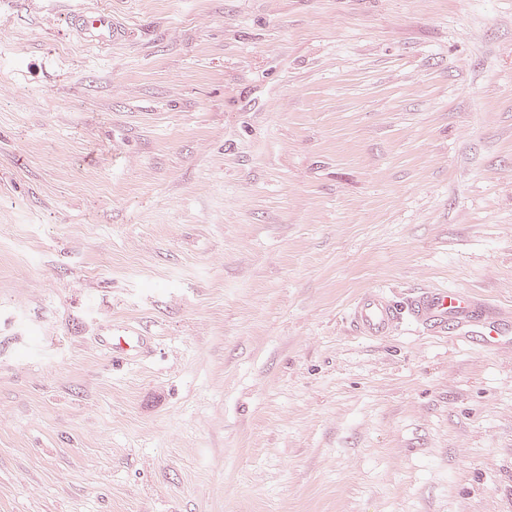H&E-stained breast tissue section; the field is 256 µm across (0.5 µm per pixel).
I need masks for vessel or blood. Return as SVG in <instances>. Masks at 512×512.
I'll use <instances>...</instances> for the list:
<instances>
[{
	"instance_id": "obj_1",
	"label": "vessel or blood",
	"mask_w": 512,
	"mask_h": 512,
	"mask_svg": "<svg viewBox=\"0 0 512 512\" xmlns=\"http://www.w3.org/2000/svg\"><path fill=\"white\" fill-rule=\"evenodd\" d=\"M69 25L81 32L86 43L102 49L111 48L126 33L125 26L105 8L71 12ZM488 308L484 299L462 289L424 288L399 301L391 292L373 287L354 299L347 320L355 335L372 341L396 336L403 323L409 321L423 332L450 333L458 341L481 334L483 348L495 351L512 341V313L502 310L491 317ZM104 344L113 359L123 360L139 355L146 341L140 336H108Z\"/></svg>"
}]
</instances>
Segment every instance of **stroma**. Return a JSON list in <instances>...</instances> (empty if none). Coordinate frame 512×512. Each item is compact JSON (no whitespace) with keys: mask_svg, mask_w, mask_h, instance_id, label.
I'll list each match as a JSON object with an SVG mask.
<instances>
[{"mask_svg":"<svg viewBox=\"0 0 512 512\" xmlns=\"http://www.w3.org/2000/svg\"><path fill=\"white\" fill-rule=\"evenodd\" d=\"M374 286L512 307V0H0V512H512V347ZM69 25L81 32L86 43L102 49L111 48L120 42L127 30L126 26L112 17V10L105 8L73 10L69 16ZM487 310L498 316L483 317ZM347 320L356 336L372 341L396 336L405 321L432 335H446L451 327L455 341L470 342L479 333L486 350L496 351L512 340V311L493 308L462 289L422 288L402 302L382 287L368 288L351 303ZM102 342L111 350L114 360L137 356L146 347L143 336H106Z\"/></svg>","mask_w":512,"mask_h":512,"instance_id":"1","label":"stroma"}]
</instances>
